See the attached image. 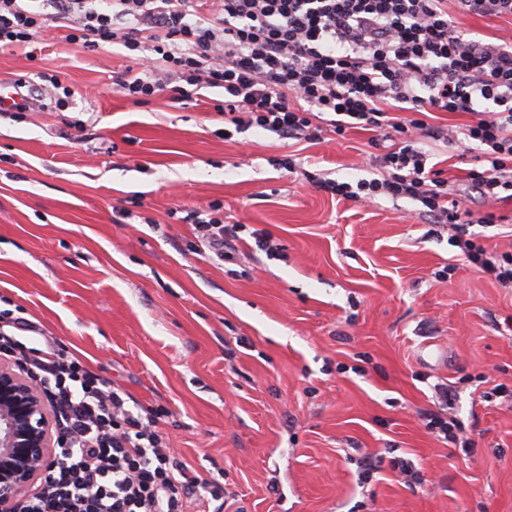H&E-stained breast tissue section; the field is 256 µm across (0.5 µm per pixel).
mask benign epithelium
Listing matches in <instances>:
<instances>
[{
	"label": "benign epithelium",
	"instance_id": "obj_1",
	"mask_svg": "<svg viewBox=\"0 0 512 512\" xmlns=\"http://www.w3.org/2000/svg\"><path fill=\"white\" fill-rule=\"evenodd\" d=\"M62 442L41 388L14 361L0 358V512L36 494Z\"/></svg>",
	"mask_w": 512,
	"mask_h": 512
}]
</instances>
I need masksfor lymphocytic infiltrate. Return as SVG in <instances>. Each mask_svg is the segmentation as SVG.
Masks as SVG:
<instances>
[{
    "mask_svg": "<svg viewBox=\"0 0 512 512\" xmlns=\"http://www.w3.org/2000/svg\"><path fill=\"white\" fill-rule=\"evenodd\" d=\"M52 18L29 0H0V46L28 48L54 26L95 51L120 44L137 67L112 77L134 102L160 93L190 98L220 88L215 112L236 129L258 127L284 140L320 143L348 129L372 132L382 178L317 187L371 202L378 195L420 203L430 223L451 228L472 213L429 164L427 142L443 138L434 112L473 121L464 148L478 167L467 180L487 203L512 198V45L460 30L457 17H512V0H53ZM197 237L216 256L241 240V224L219 206L195 212ZM481 273L512 283V254L495 255L453 237ZM13 359L51 400L69 440L39 495L21 512H187L208 482L170 450L153 413L95 373L39 324L0 310V356Z\"/></svg>",
    "mask_w": 512,
    "mask_h": 512,
    "instance_id": "obj_1",
    "label": "lymphocytic infiltrate"
}]
</instances>
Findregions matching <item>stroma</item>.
Returning <instances> with one entry per match:
<instances>
[{"label":"stroma","mask_w":512,"mask_h":512,"mask_svg":"<svg viewBox=\"0 0 512 512\" xmlns=\"http://www.w3.org/2000/svg\"><path fill=\"white\" fill-rule=\"evenodd\" d=\"M35 54L0 48V82L57 73L72 95L57 112L0 113V300L153 409L222 512H512V288L419 204L309 182L380 177L371 132L228 138L210 105L222 89L137 104L112 86L136 64L120 45L51 39ZM433 121L450 138L429 144L433 161L482 215L465 179L475 154L453 144L470 116ZM208 203L267 231L275 254L192 253L191 213ZM490 209L507 223L466 232L512 253V199ZM446 387L468 448L419 419ZM363 455L377 465L364 483Z\"/></svg>","instance_id":"obj_1"}]
</instances>
